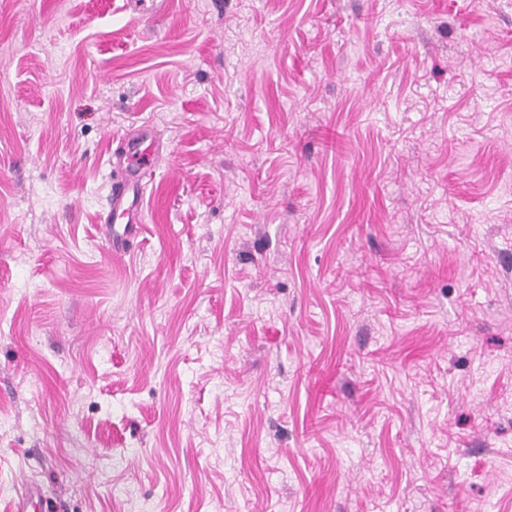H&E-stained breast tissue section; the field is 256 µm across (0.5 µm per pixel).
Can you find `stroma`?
Here are the masks:
<instances>
[{
	"instance_id": "1",
	"label": "stroma",
	"mask_w": 512,
	"mask_h": 512,
	"mask_svg": "<svg viewBox=\"0 0 512 512\" xmlns=\"http://www.w3.org/2000/svg\"><path fill=\"white\" fill-rule=\"evenodd\" d=\"M168 2L0 0V512H512V0ZM147 138L144 130L135 134L127 133L115 139V152L119 158L128 160L112 166L110 189L103 208L102 224H106L112 241V256H124L138 236L142 223V202L145 184L142 170L148 166L156 167L161 155L158 149L146 157L140 147ZM43 498L41 487L33 481H25L13 500L12 512H31V508L40 506Z\"/></svg>"
}]
</instances>
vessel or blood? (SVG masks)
<instances>
[{"label": "vessel or blood", "instance_id": "vessel-or-blood-1", "mask_svg": "<svg viewBox=\"0 0 512 512\" xmlns=\"http://www.w3.org/2000/svg\"><path fill=\"white\" fill-rule=\"evenodd\" d=\"M145 131L127 133L117 138L116 153L119 164L112 168L110 189L102 213L108 235L112 241V255L124 256L140 232L142 202L145 185L142 171L157 166L158 155L147 156L141 150ZM43 498L41 487L32 481L25 482L13 499L12 512H30L40 505Z\"/></svg>", "mask_w": 512, "mask_h": 512}]
</instances>
